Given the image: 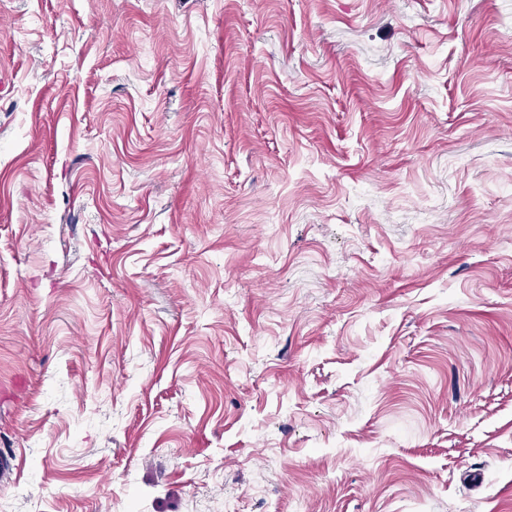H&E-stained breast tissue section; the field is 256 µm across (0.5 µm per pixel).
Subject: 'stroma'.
Segmentation results:
<instances>
[{
    "mask_svg": "<svg viewBox=\"0 0 512 512\" xmlns=\"http://www.w3.org/2000/svg\"><path fill=\"white\" fill-rule=\"evenodd\" d=\"M0 512H512V0H0Z\"/></svg>",
    "mask_w": 512,
    "mask_h": 512,
    "instance_id": "stroma-1",
    "label": "stroma"
}]
</instances>
